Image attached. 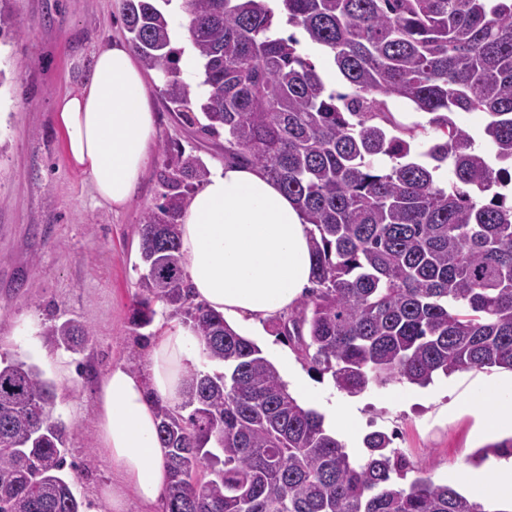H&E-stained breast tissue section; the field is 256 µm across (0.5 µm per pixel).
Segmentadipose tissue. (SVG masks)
Listing matches in <instances>:
<instances>
[{"label":"adipose tissue","mask_w":512,"mask_h":512,"mask_svg":"<svg viewBox=\"0 0 512 512\" xmlns=\"http://www.w3.org/2000/svg\"><path fill=\"white\" fill-rule=\"evenodd\" d=\"M57 120L68 163L88 178L99 203L124 208L151 161L157 133L143 71L126 44L94 54L88 78L59 99ZM180 232L196 297L242 336L293 309L312 278L310 226L258 169H213L189 198ZM200 348L190 327L171 324L151 339L145 373L117 364L102 378L95 395L97 436L121 477L105 492L112 512H127L132 498L153 512L163 500L168 473L154 404L181 403L183 373ZM457 409L477 415L484 437L512 431V376L479 384ZM448 480L461 483L473 500L512 503V458L497 462L494 475L461 466Z\"/></svg>","instance_id":"1"}]
</instances>
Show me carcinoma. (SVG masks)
Instances as JSON below:
<instances>
[{
	"label": "carcinoma",
	"instance_id": "cac0c4a2",
	"mask_svg": "<svg viewBox=\"0 0 512 512\" xmlns=\"http://www.w3.org/2000/svg\"><path fill=\"white\" fill-rule=\"evenodd\" d=\"M172 3L123 0L132 50L186 116L192 86L173 41H189L207 88L198 130L224 136V160L261 168L311 224L312 287L277 334L349 394L512 371V203L493 168L512 166V0H182L178 25ZM278 11L330 56L346 92L327 90L298 41L274 33ZM17 31L0 5V40ZM391 99L442 131L424 160L411 158L420 124L398 121ZM472 111L488 118L483 145L452 119ZM208 174L176 149L139 224L146 273L132 325H150L159 304L224 367L189 369L183 402L155 404L164 512H503L425 477L394 482L411 467L384 432L364 437L363 460L350 457L261 348L195 301L179 224ZM42 336L77 352L90 331L54 320ZM55 397L37 365L0 360V512H82Z\"/></svg>",
	"mask_w": 512,
	"mask_h": 512
}]
</instances>
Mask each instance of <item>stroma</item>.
<instances>
[{"mask_svg": "<svg viewBox=\"0 0 512 512\" xmlns=\"http://www.w3.org/2000/svg\"><path fill=\"white\" fill-rule=\"evenodd\" d=\"M9 4L19 33L0 45V357L35 363L55 384V414L70 433L65 473L72 492L84 512H111L103 492L118 476L98 449L95 392L111 365L146 361L143 337L167 324L162 315L139 330L130 323L145 271L137 233L142 211L159 200L165 144L179 145L213 167L224 162V140L203 136L172 112L156 74L145 72L158 117L153 161L124 209L96 204L85 175L66 162L57 101L79 87L101 45L126 41L122 0ZM25 319L36 323V331H17ZM53 319L88 327L85 349L47 347L40 329ZM295 363L322 392L323 406L355 403L365 431L391 435L393 448L434 483H447L449 470L471 465L473 454L489 445L475 435V415H447L443 409L497 375V368L436 375L437 390L407 405L395 397L404 383L350 396L310 361L299 357Z\"/></svg>", "mask_w": 512, "mask_h": 512, "instance_id": "stroma-1", "label": "stroma"}]
</instances>
